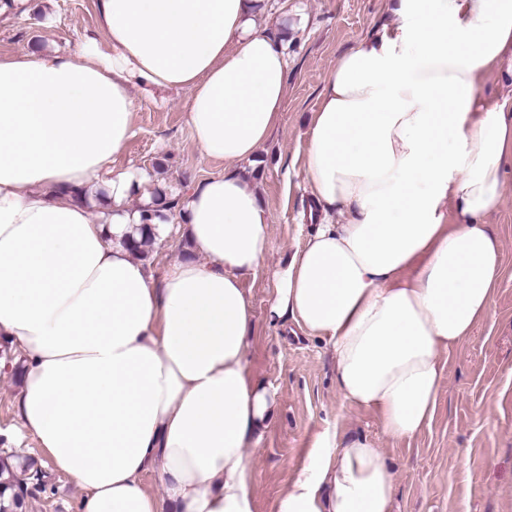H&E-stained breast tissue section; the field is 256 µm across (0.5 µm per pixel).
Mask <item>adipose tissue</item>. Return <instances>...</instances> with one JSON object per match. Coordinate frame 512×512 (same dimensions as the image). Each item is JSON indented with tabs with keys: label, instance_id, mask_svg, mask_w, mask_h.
Listing matches in <instances>:
<instances>
[{
	"label": "adipose tissue",
	"instance_id": "1",
	"mask_svg": "<svg viewBox=\"0 0 512 512\" xmlns=\"http://www.w3.org/2000/svg\"><path fill=\"white\" fill-rule=\"evenodd\" d=\"M389 22L336 62L303 180L320 219L273 274L267 320L336 361L342 400L389 438L436 411L442 356L494 314L502 259L487 219L512 166V0H384ZM264 0H98L67 53L0 55V338L24 369L21 432L73 478L77 512H254L252 451L276 410L246 364L245 278L271 247L244 165L277 125L288 39ZM143 84L189 89L186 123L223 173L159 208L154 170L121 164ZM186 237L154 279L127 237ZM153 473L158 485L143 482ZM375 442L310 438L274 512H392Z\"/></svg>",
	"mask_w": 512,
	"mask_h": 512
}]
</instances>
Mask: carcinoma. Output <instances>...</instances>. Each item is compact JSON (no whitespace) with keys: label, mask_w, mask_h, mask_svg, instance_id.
Returning <instances> with one entry per match:
<instances>
[{"label":"carcinoma","mask_w":512,"mask_h":512,"mask_svg":"<svg viewBox=\"0 0 512 512\" xmlns=\"http://www.w3.org/2000/svg\"><path fill=\"white\" fill-rule=\"evenodd\" d=\"M139 230L144 237L133 242V249L143 258H148L154 240L149 227L141 225ZM45 486V475L38 460L15 452L0 454V512H25L29 486Z\"/></svg>","instance_id":"obj_1"}]
</instances>
